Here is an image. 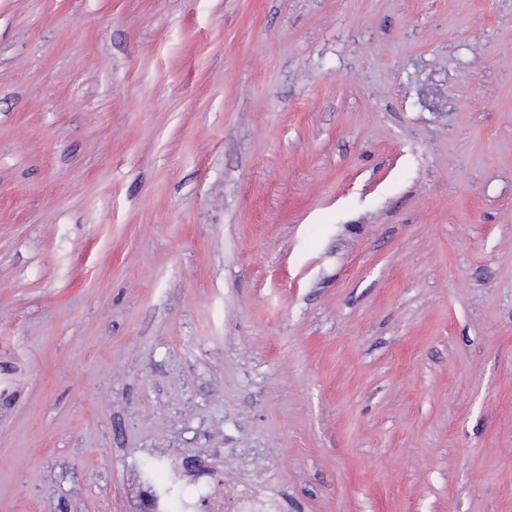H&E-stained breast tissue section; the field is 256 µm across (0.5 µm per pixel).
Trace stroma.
<instances>
[{"instance_id": "1", "label": "stroma", "mask_w": 512, "mask_h": 512, "mask_svg": "<svg viewBox=\"0 0 512 512\" xmlns=\"http://www.w3.org/2000/svg\"><path fill=\"white\" fill-rule=\"evenodd\" d=\"M512 512V0H0V512ZM200 506L206 512H274V500L255 490L252 482L239 481L224 483L221 487L204 484L194 500H184L179 512H199Z\"/></svg>"}]
</instances>
